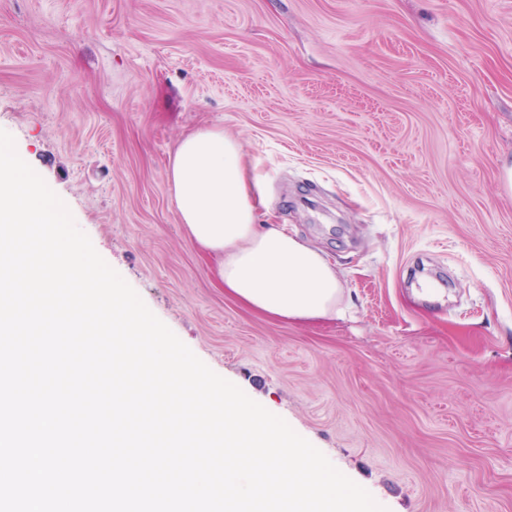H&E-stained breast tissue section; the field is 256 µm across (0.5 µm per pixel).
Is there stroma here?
Wrapping results in <instances>:
<instances>
[{
    "instance_id": "obj_1",
    "label": "stroma",
    "mask_w": 512,
    "mask_h": 512,
    "mask_svg": "<svg viewBox=\"0 0 512 512\" xmlns=\"http://www.w3.org/2000/svg\"><path fill=\"white\" fill-rule=\"evenodd\" d=\"M202 127L344 317L225 295L167 163ZM0 129L209 368L386 512H512V0H0Z\"/></svg>"
}]
</instances>
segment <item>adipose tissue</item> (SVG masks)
<instances>
[{
    "label": "adipose tissue",
    "instance_id": "ef3b65f1",
    "mask_svg": "<svg viewBox=\"0 0 512 512\" xmlns=\"http://www.w3.org/2000/svg\"><path fill=\"white\" fill-rule=\"evenodd\" d=\"M168 183L187 235L226 294L290 323L342 316V281L327 257L279 225L256 224L264 177L238 139L215 127L186 135L169 157Z\"/></svg>",
    "mask_w": 512,
    "mask_h": 512
}]
</instances>
